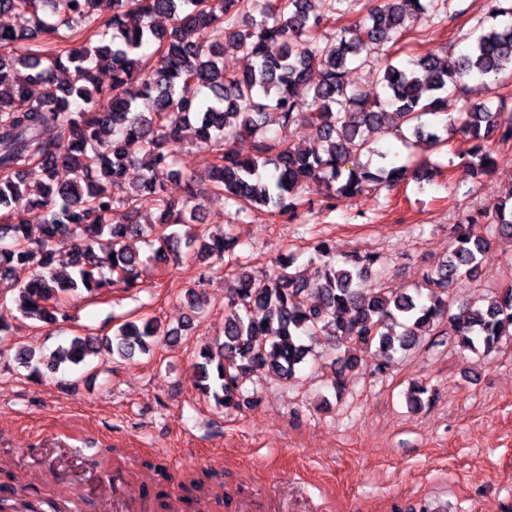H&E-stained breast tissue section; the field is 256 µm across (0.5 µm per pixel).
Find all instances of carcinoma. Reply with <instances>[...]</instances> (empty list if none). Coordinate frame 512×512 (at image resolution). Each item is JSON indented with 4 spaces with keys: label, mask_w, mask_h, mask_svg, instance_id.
<instances>
[{
    "label": "carcinoma",
    "mask_w": 512,
    "mask_h": 512,
    "mask_svg": "<svg viewBox=\"0 0 512 512\" xmlns=\"http://www.w3.org/2000/svg\"><path fill=\"white\" fill-rule=\"evenodd\" d=\"M343 2L328 0L323 15L312 12L311 0H0V15L26 18L17 28L0 27V299L11 297L25 319L53 323L67 318L59 307L65 294L135 288L136 237L163 263L184 248L204 260L227 257L237 271L224 302V342L199 350L195 373L203 395L226 411L240 408L254 371L294 379L321 336L343 349L334 362L337 387L361 366L363 350L381 372L422 334L486 354L512 338L511 284L465 305L453 294L478 267L489 237L512 240V194L448 225V252L422 275L425 295L359 287L382 277L376 257L356 251L339 259L327 240L314 245L306 269L294 268L295 254L286 253L273 273L258 276L236 253L235 237L192 227L200 208L193 189L180 203L165 196L163 176L176 173L167 145L189 129L197 143L216 147L209 184L238 217L266 212L292 220L310 205L302 194L319 183L328 211L340 198L393 189L408 168L387 161L370 130L406 127L442 147L455 128L471 143L472 177L497 169L489 142L512 141L506 98L463 105L441 131L423 117L447 113L466 77L512 80V0H497L495 23L463 37L468 50L451 67L437 49L398 65L394 46L407 10L443 23L454 0H377L364 18L337 27ZM369 46L381 50V96L347 77L365 64ZM229 50L244 60L241 71L224 69ZM103 67L112 71L108 84L97 79ZM313 71L318 80L308 84ZM271 121L280 136H265ZM300 123L312 127L323 150L289 142ZM244 135L256 139L248 157L232 149ZM363 154L386 165L373 172L359 162ZM32 168L41 172L35 183L25 178ZM61 168L66 181L57 179ZM144 200L158 211L152 221ZM116 208L126 210V223L109 222ZM19 266L31 270L29 280L16 278ZM176 335L156 319L130 321L103 342L76 336L47 357L19 345L16 360L54 374L102 343L130 358ZM181 488L198 502L206 498L204 481L192 474Z\"/></svg>",
    "instance_id": "carcinoma-1"
}]
</instances>
